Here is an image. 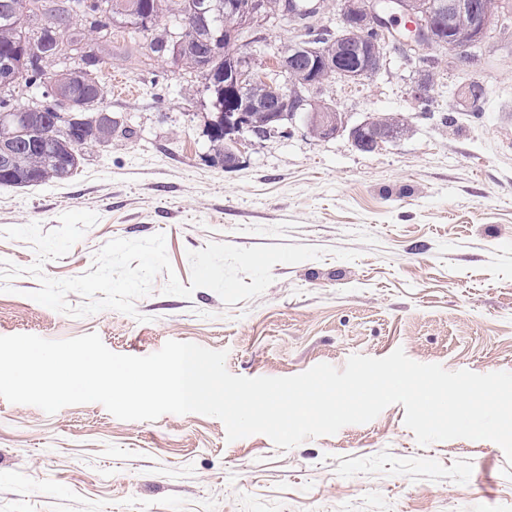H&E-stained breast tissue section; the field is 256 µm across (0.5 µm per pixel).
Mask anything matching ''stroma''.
Listing matches in <instances>:
<instances>
[{
    "label": "stroma",
    "mask_w": 512,
    "mask_h": 512,
    "mask_svg": "<svg viewBox=\"0 0 512 512\" xmlns=\"http://www.w3.org/2000/svg\"><path fill=\"white\" fill-rule=\"evenodd\" d=\"M153 32H112L101 110L112 144L84 148L67 179L0 187V260L22 273L0 292V336L61 340L98 334L112 352L146 356L170 340L226 351L234 375L286 377L354 354L449 371L512 372V54L464 68L404 62L398 50L376 77L333 80L309 97L345 119L324 140L297 121L288 136H244L239 162H217L206 135L214 117L203 73L166 65ZM122 77L119 91L113 77ZM430 79L422 108L414 84ZM481 81L479 115L455 101ZM396 114L409 131L370 152L349 129ZM99 221L46 276L76 277L110 240L166 237L181 283L189 252L310 245L321 258L276 264L254 299L225 304L200 288L163 292L158 275L136 315L76 318L29 294L32 244L2 229L59 227L67 211ZM393 404L374 420L285 450L267 436L228 441L224 423L198 413L123 421L98 403L49 415L0 398V512H512V465L489 440L420 446Z\"/></svg>",
    "instance_id": "obj_1"
}]
</instances>
